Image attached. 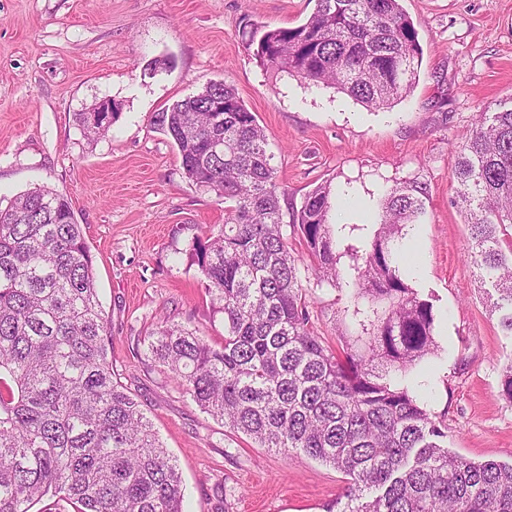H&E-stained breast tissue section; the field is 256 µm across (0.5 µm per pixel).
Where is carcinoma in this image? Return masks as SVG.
Segmentation results:
<instances>
[{
  "label": "carcinoma",
  "mask_w": 512,
  "mask_h": 512,
  "mask_svg": "<svg viewBox=\"0 0 512 512\" xmlns=\"http://www.w3.org/2000/svg\"><path fill=\"white\" fill-rule=\"evenodd\" d=\"M243 36L262 65L334 84L368 108L410 93L422 55L399 0H316L298 26L247 22ZM76 120L86 134L105 130L91 112ZM156 124L185 177L230 206L224 225L192 245L224 314L222 341L166 323L147 337V358L260 447L342 473L343 512H512V464L448 451L447 426L402 384L437 348L433 305L402 269L422 188H391L377 229L351 240L358 226L329 223L331 188L316 187L292 213L299 256L283 231L286 190L266 134L231 84L208 83ZM454 178L470 259L512 336V107L479 114ZM311 276L355 289L363 335L333 345L318 333L303 286ZM48 494L80 512H183L177 464L114 379L82 227L65 195L40 187L0 209V512H30Z\"/></svg>",
  "instance_id": "1"
}]
</instances>
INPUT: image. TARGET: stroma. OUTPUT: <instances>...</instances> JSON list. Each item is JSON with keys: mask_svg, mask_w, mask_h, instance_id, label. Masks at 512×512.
Returning <instances> with one entry per match:
<instances>
[{"mask_svg": "<svg viewBox=\"0 0 512 512\" xmlns=\"http://www.w3.org/2000/svg\"><path fill=\"white\" fill-rule=\"evenodd\" d=\"M422 48L413 91L371 110L327 85L261 66L245 22L292 27L313 0H0V208L35 187L66 195L94 258L108 358L182 473L184 512H339L341 473L284 458L203 412L143 354L168 322L221 342L224 315L189 253L226 203L186 179L154 119L210 82L231 83L263 128L288 191L283 212L320 185L347 194L335 224H374L388 189L424 190L408 229L409 286L434 306V354L405 382L448 427L449 450L512 463V403L499 395L512 337L468 257L456 155L485 108L512 100V0H400ZM111 125L75 115L102 100ZM320 335L357 336L353 289L305 284ZM115 111L116 106L112 100L101 101L97 105L89 108L86 112L76 113V120L84 133L98 134L102 131H105L109 125L101 126L98 124L94 119L95 114L93 113L100 112L103 121L107 124L110 122L111 115L113 116Z\"/></svg>", "mask_w": 512, "mask_h": 512, "instance_id": "1", "label": "stroma"}]
</instances>
